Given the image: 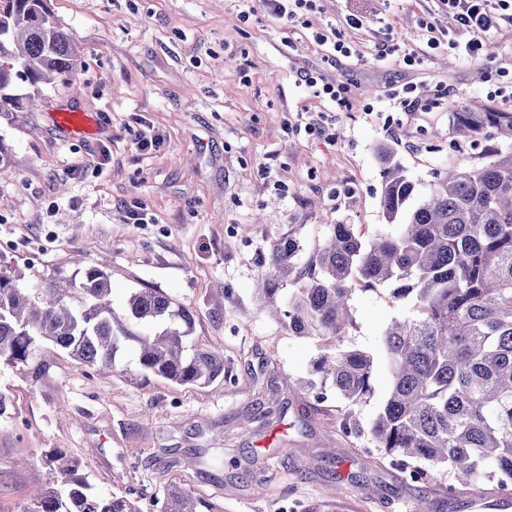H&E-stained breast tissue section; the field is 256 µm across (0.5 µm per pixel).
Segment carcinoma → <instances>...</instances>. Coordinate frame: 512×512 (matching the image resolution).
Here are the masks:
<instances>
[{"instance_id":"carcinoma-1","label":"carcinoma","mask_w":512,"mask_h":512,"mask_svg":"<svg viewBox=\"0 0 512 512\" xmlns=\"http://www.w3.org/2000/svg\"><path fill=\"white\" fill-rule=\"evenodd\" d=\"M76 62L75 38L55 20L48 0H0V121L34 106L43 85L69 77ZM452 119L460 136L492 129L512 139V112L463 109ZM380 160V206L396 230L364 241L355 225L334 224L304 272L296 265L299 242L283 239L263 258L265 293L274 304L286 280H304L277 314L296 336L334 342V351L313 361L307 387L331 384L344 404L345 434L369 440L406 481L426 482L430 463L475 487L490 465L498 489L508 493L512 150L495 152L481 167L437 174L422 196L389 149ZM383 286L411 307L382 333L390 390L364 426L356 408L373 396V357L346 338L356 328V292ZM193 327L192 308L158 288L133 289L116 310L110 275L96 266L36 283L0 267V361L30 364L36 373L43 364L34 353L44 344L100 370L114 367L117 352L131 344L141 371L183 386L210 384L224 377V351L190 343ZM45 465L63 488L35 487L28 512H220L177 484L137 499L94 493L59 449Z\"/></svg>"}]
</instances>
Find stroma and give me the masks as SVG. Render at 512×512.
I'll list each match as a JSON object with an SVG mask.
<instances>
[{
  "label": "stroma",
  "instance_id": "1",
  "mask_svg": "<svg viewBox=\"0 0 512 512\" xmlns=\"http://www.w3.org/2000/svg\"><path fill=\"white\" fill-rule=\"evenodd\" d=\"M79 46L73 77L44 87L36 109L0 123L11 173L0 179V264L29 279L73 275L75 258L112 278L115 308L158 288L195 311L192 341L224 350V376L181 386L138 370L125 348L100 372L43 346L41 374L0 362V512H28L33 483L60 487L42 461L60 448L92 490L125 495L186 483L224 512H409L417 495L397 468L340 427L332 388H303L330 341L292 335L266 309L261 260L294 236L306 266L332 225L366 236L386 223L380 148L427 192L437 172L481 166L512 141L457 136L451 105L512 112V25L479 60L447 45L425 51L426 26L447 33L435 0H320L289 29L263 0H49ZM363 16L361 29L348 15ZM336 29L354 52L330 57L314 32ZM392 38L397 53L379 57ZM419 51V64L403 54ZM346 86L337 108L294 84L298 69ZM411 85L405 107L391 87ZM91 115L70 136L54 115ZM334 117L336 139L293 133ZM160 136L141 151L135 134ZM143 207L148 223H133ZM347 341L376 360L369 423L387 396L381 335L406 312L389 289L357 292ZM434 468L424 486L437 512H494L495 480L452 486Z\"/></svg>",
  "mask_w": 512,
  "mask_h": 512
}]
</instances>
